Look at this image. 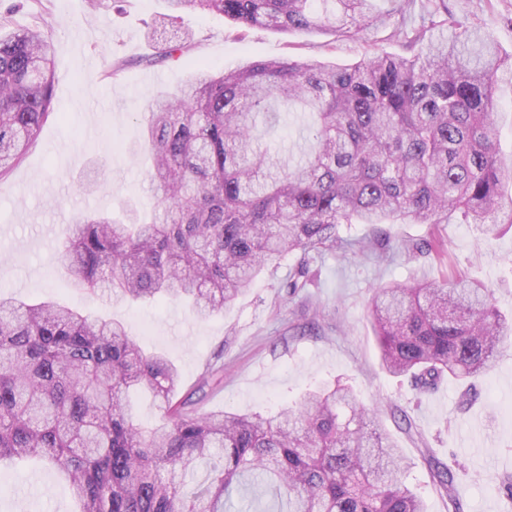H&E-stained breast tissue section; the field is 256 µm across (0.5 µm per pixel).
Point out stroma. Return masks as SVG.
I'll list each match as a JSON object with an SVG mask.
<instances>
[{
  "label": "stroma",
  "mask_w": 512,
  "mask_h": 512,
  "mask_svg": "<svg viewBox=\"0 0 512 512\" xmlns=\"http://www.w3.org/2000/svg\"><path fill=\"white\" fill-rule=\"evenodd\" d=\"M467 25L484 27L512 53V0H448ZM13 26H40L52 40L55 113L43 124L23 161L0 178V291L24 301L52 299L90 314L123 321L144 352L164 353L178 368L181 393L195 389L208 366L223 363L224 380L208 389L205 412L269 416L298 402L310 389L337 382L375 409L382 431L402 452L404 483L426 512H512L500 491L512 477V341L494 370L475 382L462 404V384L444 379L421 393L386 372L380 361L367 303L375 289L454 274L484 283L492 301L512 316V230L481 238L471 224H345L344 235L383 244L371 252L326 253L311 265L305 288L291 293L294 257L265 268L224 313L196 319L178 299L104 306L73 288L59 268L56 244L72 213L108 201L113 212L151 211L157 196L148 177L141 128L152 98L175 92L202 61L212 72L257 60L288 59L350 65L366 49L404 53L391 29H367L361 39L330 34L241 28L206 10L166 19V0H0ZM191 32V60L164 62L159 41ZM121 63L108 77L110 63ZM103 181L86 193L90 171ZM437 239L441 254L410 252ZM453 473L441 489L428 463ZM65 480L44 464L0 468V512H74Z\"/></svg>",
  "instance_id": "obj_1"
}]
</instances>
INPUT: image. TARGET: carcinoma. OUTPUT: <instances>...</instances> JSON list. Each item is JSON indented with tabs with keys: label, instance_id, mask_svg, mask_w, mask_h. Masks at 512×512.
I'll list each match as a JSON object with an SVG mask.
<instances>
[{
	"label": "carcinoma",
	"instance_id": "carcinoma-1",
	"mask_svg": "<svg viewBox=\"0 0 512 512\" xmlns=\"http://www.w3.org/2000/svg\"><path fill=\"white\" fill-rule=\"evenodd\" d=\"M245 28L330 31L343 39L390 25L411 56L367 51L347 67L254 61L222 74L201 63L176 94L157 95L143 126L162 195L146 222L80 212L57 247L69 283L109 303L179 298L199 318L224 312L270 262L300 253L289 288L305 287L314 256L361 242L340 224H474L512 229V159L498 147L495 87L512 54L461 24L429 35L405 26V4L378 0H169ZM426 49L416 50L421 43ZM186 32L157 57L180 60ZM316 117L295 157L263 141L281 112ZM53 111V58L37 27L0 32V178L18 166ZM370 316L384 367L430 390L492 370L512 337L488 288L458 277L376 290ZM178 397L180 374L146 354L126 326L64 303L0 294V467L38 459L67 482L77 512H228L244 483L272 491L275 512H424L401 480L397 446L374 410L344 387H321L268 417L199 413L205 387ZM152 395L153 428L129 395ZM207 477L188 487L197 467Z\"/></svg>",
	"mask_w": 512,
	"mask_h": 512
}]
</instances>
